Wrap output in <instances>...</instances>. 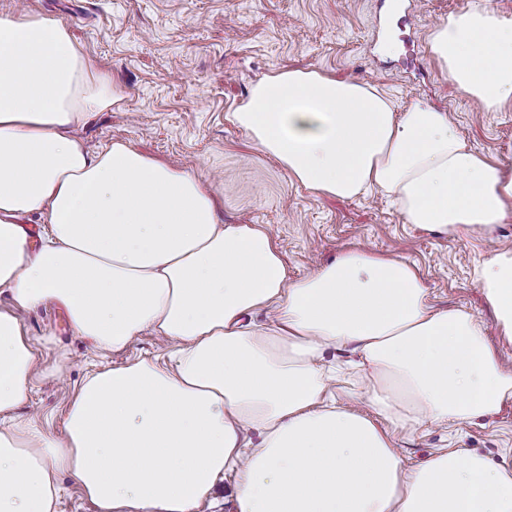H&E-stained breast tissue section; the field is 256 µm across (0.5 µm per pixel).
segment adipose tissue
<instances>
[{"label": "adipose tissue", "mask_w": 512, "mask_h": 512, "mask_svg": "<svg viewBox=\"0 0 512 512\" xmlns=\"http://www.w3.org/2000/svg\"><path fill=\"white\" fill-rule=\"evenodd\" d=\"M428 49L483 111L512 106V19L492 0L449 14ZM120 98L65 22L0 14V512H56L61 473L98 512H195L228 478L236 512H512V468L463 449L409 468L391 434L512 399L481 323L434 308L414 265L360 247L289 279L268 231L222 223L198 177L121 142L85 147L77 129ZM230 119L312 191H382L428 231L512 219V158L474 150L427 102L399 114L373 86L288 69ZM474 280L511 337L512 247ZM47 304L99 350L146 332L174 348L88 376L55 436L14 416L39 358L17 312ZM265 311L270 326L250 327ZM330 348L355 356L372 415L331 394Z\"/></svg>", "instance_id": "adipose-tissue-1"}]
</instances>
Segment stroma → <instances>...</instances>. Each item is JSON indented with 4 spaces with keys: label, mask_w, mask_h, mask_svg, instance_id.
I'll return each mask as SVG.
<instances>
[{
    "label": "stroma",
    "mask_w": 512,
    "mask_h": 512,
    "mask_svg": "<svg viewBox=\"0 0 512 512\" xmlns=\"http://www.w3.org/2000/svg\"><path fill=\"white\" fill-rule=\"evenodd\" d=\"M475 0H0L67 23L89 56L110 69L122 99L80 134L100 151L115 141L211 181L227 224H262L285 255L289 278L305 275L361 244L416 264L439 308L467 309L512 363L473 271L495 242L512 243V223L493 233L436 234L405 224L382 195L337 200L299 184L247 133L227 121L266 75L312 68L386 90L396 112L424 101L447 112L476 150L512 154V107L482 112L461 95L428 52L432 29ZM41 355L29 398L39 423L62 432L68 404L84 378L130 358L166 359L170 343L144 334L126 351L95 349L76 336L63 308L20 311ZM406 466L446 446L502 461L512 448V400L493 416L451 427L396 431Z\"/></svg>",
    "instance_id": "obj_1"
}]
</instances>
